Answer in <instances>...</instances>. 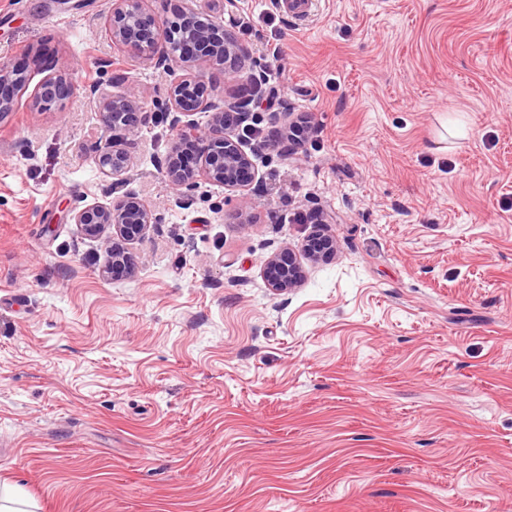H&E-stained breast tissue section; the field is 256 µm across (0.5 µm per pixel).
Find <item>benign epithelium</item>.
<instances>
[{
    "label": "benign epithelium",
    "instance_id": "benign-epithelium-1",
    "mask_svg": "<svg viewBox=\"0 0 512 512\" xmlns=\"http://www.w3.org/2000/svg\"><path fill=\"white\" fill-rule=\"evenodd\" d=\"M171 8L159 14L151 0H112V10L105 21V32L118 52L131 54L174 77L165 98L156 101L158 109L171 115L173 138L163 165L165 178L174 189L195 184L197 172L206 180L226 187L242 188L251 184L254 166L242 150L230 122L240 124L259 104L257 95L245 96L232 103L218 104L208 93L201 78L176 76L194 63H206L224 78L239 76L237 61L241 49L224 26V13L233 12L236 0H224L222 11H200L189 0H164ZM27 82L26 69L15 60L0 62V119L15 108L17 89ZM72 78L52 73L38 86L33 106L46 110L65 108L75 93ZM89 97L98 101L103 124L112 138L100 147L96 163L102 174L112 177L119 188L129 168V157L122 141L140 131L139 98L133 93L110 95L97 87L89 88ZM207 114V130L199 133L190 116ZM271 124L279 137L281 153L293 155L295 139L287 134L303 124V117H293L286 108L272 113ZM72 219L86 235L98 237L112 230V245L106 247L104 272L114 274L131 269V258L124 244L140 238L159 217L139 198L125 195L107 205H91L73 212ZM336 250L333 238L319 235L304 245L307 257L326 258ZM303 271L294 252L286 249L271 256L266 263L264 280L275 291L295 287Z\"/></svg>",
    "mask_w": 512,
    "mask_h": 512
}]
</instances>
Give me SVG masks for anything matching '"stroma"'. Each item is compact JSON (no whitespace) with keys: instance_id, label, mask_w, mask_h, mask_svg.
Returning <instances> with one entry per match:
<instances>
[{"instance_id":"stroma-1","label":"stroma","mask_w":512,"mask_h":512,"mask_svg":"<svg viewBox=\"0 0 512 512\" xmlns=\"http://www.w3.org/2000/svg\"><path fill=\"white\" fill-rule=\"evenodd\" d=\"M112 0H0V59L64 111L0 120V485L36 512H512V0H237L318 130L246 188L174 193L168 75L113 50ZM143 103L114 190L87 91ZM159 213L102 274L74 210ZM288 292L267 259L316 233ZM75 90V83L70 76L61 72L52 73L38 86L32 97V104L42 110L51 109L53 106L63 110ZM336 250L333 238L330 236L319 235L309 240L304 245V253L308 258L317 260L326 258Z\"/></svg>"}]
</instances>
